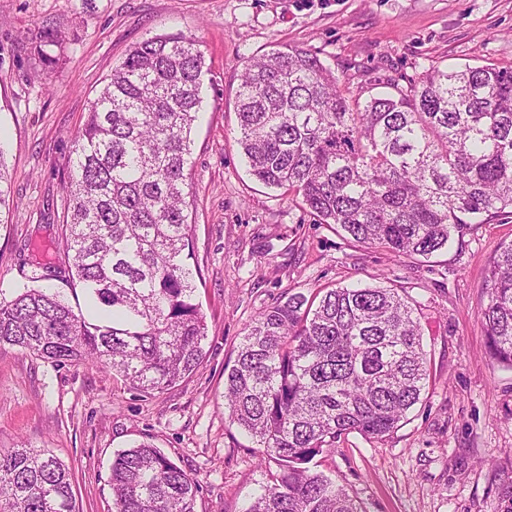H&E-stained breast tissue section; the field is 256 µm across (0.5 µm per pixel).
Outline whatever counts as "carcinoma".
I'll use <instances>...</instances> for the list:
<instances>
[{"label":"carcinoma","instance_id":"carcinoma-1","mask_svg":"<svg viewBox=\"0 0 512 512\" xmlns=\"http://www.w3.org/2000/svg\"><path fill=\"white\" fill-rule=\"evenodd\" d=\"M32 44L54 63L52 33ZM207 73L182 34L144 39L112 69L64 186L72 281L101 316L20 288L0 301V346L100 365L146 394L198 368L207 325L183 261L185 169ZM236 110L250 174L358 244L427 259L512 209V66L434 69L360 101L317 56L281 46L246 60ZM488 282V352L512 368V241ZM422 336L412 302L384 286L292 293L259 313L224 378L230 423L263 448L258 468L279 467L247 512H364L309 463L344 435L400 427L430 381ZM109 486L114 512H195L196 479L150 444L113 458ZM0 512H77L69 467L45 449L0 452Z\"/></svg>","mask_w":512,"mask_h":512}]
</instances>
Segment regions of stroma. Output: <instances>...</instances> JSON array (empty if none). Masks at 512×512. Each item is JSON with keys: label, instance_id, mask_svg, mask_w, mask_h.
I'll list each match as a JSON object with an SVG mask.
<instances>
[{"label": "stroma", "instance_id": "35a3bbf8", "mask_svg": "<svg viewBox=\"0 0 512 512\" xmlns=\"http://www.w3.org/2000/svg\"><path fill=\"white\" fill-rule=\"evenodd\" d=\"M42 29L60 39L50 67L31 42ZM177 32L199 40L209 70L185 259L207 354L188 378L144 394L99 365L2 347L0 450H50L72 469L78 512H113L112 458L146 441L198 481L196 512H246L265 479L262 450L224 413V369L247 326L292 293L380 285L417 305L429 387L392 435L342 436L312 469L365 512H512V369L489 356L480 319L512 219L473 225L428 259L362 246L249 174L236 112L245 61L277 44L317 55L353 99L396 93L436 67L512 65V0H0V299L62 261L66 162L105 78L134 44Z\"/></svg>", "mask_w": 512, "mask_h": 512}]
</instances>
